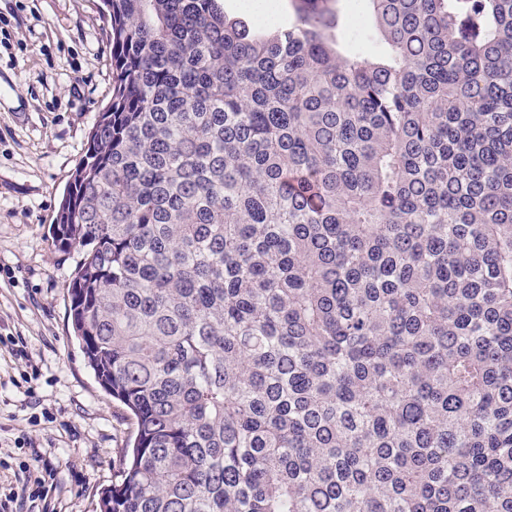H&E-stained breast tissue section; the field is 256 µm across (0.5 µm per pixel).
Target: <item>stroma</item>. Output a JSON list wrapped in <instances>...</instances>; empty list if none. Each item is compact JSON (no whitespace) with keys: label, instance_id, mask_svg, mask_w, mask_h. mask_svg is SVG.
<instances>
[{"label":"stroma","instance_id":"obj_1","mask_svg":"<svg viewBox=\"0 0 512 512\" xmlns=\"http://www.w3.org/2000/svg\"><path fill=\"white\" fill-rule=\"evenodd\" d=\"M0 327L22 337L28 366L0 350V488L21 487L34 451L51 448L54 487L15 512H96L133 429L87 366L68 321L79 247L48 233L89 132L112 95L101 0H0Z\"/></svg>","mask_w":512,"mask_h":512}]
</instances>
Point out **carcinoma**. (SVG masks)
<instances>
[{
	"label": "carcinoma",
	"instance_id": "1",
	"mask_svg": "<svg viewBox=\"0 0 512 512\" xmlns=\"http://www.w3.org/2000/svg\"><path fill=\"white\" fill-rule=\"evenodd\" d=\"M104 0L49 234L133 422L99 512H512V0ZM340 16L347 21L346 39L357 49L372 46V33L366 20V4L364 0H338ZM357 19V20H356Z\"/></svg>",
	"mask_w": 512,
	"mask_h": 512
}]
</instances>
